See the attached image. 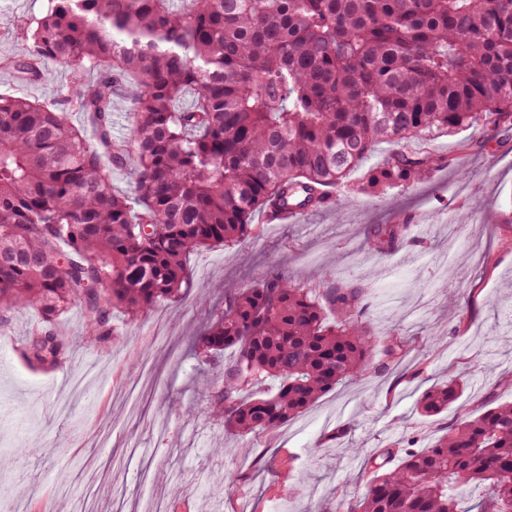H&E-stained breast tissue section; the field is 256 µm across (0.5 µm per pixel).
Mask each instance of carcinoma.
I'll return each instance as SVG.
<instances>
[{
  "label": "carcinoma",
  "mask_w": 512,
  "mask_h": 512,
  "mask_svg": "<svg viewBox=\"0 0 512 512\" xmlns=\"http://www.w3.org/2000/svg\"><path fill=\"white\" fill-rule=\"evenodd\" d=\"M49 0L3 67L40 81L68 67L89 136L57 104L0 93V308L36 307L27 362L69 348L60 316L84 310V344L112 335V312L138 319L187 287L190 253L241 245L275 202L317 207L380 143L431 141L512 125V0ZM131 98V138L112 137V91ZM191 95L185 106L181 101ZM130 167V191L112 169ZM445 166L396 150L358 185L375 196ZM378 224L375 251L401 236ZM224 308L198 343L216 362L210 411L238 436L267 434L345 380L398 363L405 345L364 320L366 288L333 280L315 297L281 269L222 286ZM336 320L329 322L325 312ZM236 357L221 361L225 350ZM274 378L275 392L255 390ZM462 377L425 390V416L448 411ZM348 512H512V402L463 414L425 448H381Z\"/></svg>",
  "instance_id": "cac0c4a2"
}]
</instances>
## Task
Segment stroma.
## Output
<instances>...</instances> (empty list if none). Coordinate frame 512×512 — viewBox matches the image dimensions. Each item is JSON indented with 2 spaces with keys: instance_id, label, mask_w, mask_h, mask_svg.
<instances>
[{
  "instance_id": "stroma-1",
  "label": "stroma",
  "mask_w": 512,
  "mask_h": 512,
  "mask_svg": "<svg viewBox=\"0 0 512 512\" xmlns=\"http://www.w3.org/2000/svg\"><path fill=\"white\" fill-rule=\"evenodd\" d=\"M47 5L0 0L1 59L19 52L24 25ZM41 67L51 78L37 83L0 68V93L54 100L85 124L67 92L69 69ZM427 148L450 160L430 179L354 194L358 169L315 212L191 254L185 294L132 322L115 314V333L99 347L83 343V309L73 304L60 319L70 346L53 368L22 358L38 310L11 309L0 320V449L28 465L15 512H142L146 500L176 494L187 512H346L372 477V452L408 436L426 445L489 398L511 400L512 127H474ZM398 222L403 238L368 257L371 225ZM272 267L314 291L333 275L362 283L368 322L394 330L407 357L398 370L341 383L273 434L234 437L208 412L201 382L212 370L195 344L224 303L217 282L250 285ZM458 374L462 398L422 416L419 396ZM219 443L227 451L212 455ZM276 452L292 456L290 471L263 468L261 454Z\"/></svg>"
}]
</instances>
